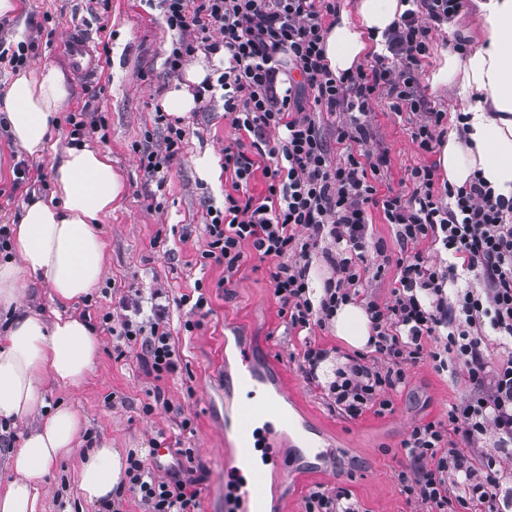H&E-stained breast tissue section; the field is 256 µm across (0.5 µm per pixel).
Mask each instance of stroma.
I'll list each match as a JSON object with an SVG mask.
<instances>
[{
	"label": "stroma",
	"mask_w": 512,
	"mask_h": 512,
	"mask_svg": "<svg viewBox=\"0 0 512 512\" xmlns=\"http://www.w3.org/2000/svg\"><path fill=\"white\" fill-rule=\"evenodd\" d=\"M17 13L0 18V43L28 47L26 69L53 64L63 71L69 95L59 110L51 139L58 146L71 142L67 118L82 113L87 125L84 140L107 152L121 174L124 191L121 208L113 212L99 232L106 242L104 274L88 300L75 304V314L89 317L97 327L102 314L112 311L125 295L149 298L162 290V305L169 315L172 340L181 368L162 385L168 407L144 413L153 400V378L142 370L135 350L124 349L115 337L99 331V355L86 382L74 388L46 385L45 400L72 405L83 413L86 425L78 446L85 449L102 439L126 453L149 458L156 474L178 465L177 449H195L207 469L200 486L202 512H224V347L244 339L254 347L263 368L287 385L300 418L311 421L324 435L333 456L326 471L297 467L293 477L269 469L266 475L272 512H302V500L315 485L333 490L346 488L361 512H412L394 476L402 459L401 443L420 421H447L451 406L470 391L461 371H436L431 362L410 371L407 388L393 396L394 410L385 416L368 412L356 419L336 413L323 395L332 380L335 358L315 383H307L298 370L301 342L289 333L269 282L267 263L245 255L241 271L223 283V267L200 264L205 242L208 206H221L231 183L225 177L208 182L200 178L195 161L209 156L220 160L235 131L224 118L223 102L195 103L183 113V149L164 182L147 180L139 163L145 141L160 142L166 134L154 117L176 84L164 65L174 35L164 20L161 0H18ZM93 30L95 50L103 69L96 79H77L57 44L73 25ZM479 21L470 8L435 32L422 71L430 73L440 52L453 50L456 33L479 36ZM418 115L390 110L379 99L370 116L371 153H386L383 188L410 192L412 167L437 163V153L421 152L411 140ZM56 154L37 160L15 146L0 127V225L17 219L25 204L49 199L53 190L52 167ZM40 169L38 183L18 181V167ZM369 214L370 270L367 289L379 303L389 302L396 280L398 247L395 228L386 224L380 209ZM192 234L181 240L183 225ZM202 280L210 307L199 328L185 332L186 310L179 304L184 288ZM184 407L195 422L194 432L183 431L177 407ZM164 438L165 454L153 452V441ZM346 452L335 455L336 446ZM77 457L57 465L45 481L46 512H104L103 506L86 504L77 488Z\"/></svg>",
	"instance_id": "35a3bbf8"
}]
</instances>
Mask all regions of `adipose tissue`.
Wrapping results in <instances>:
<instances>
[{
	"label": "adipose tissue",
	"mask_w": 512,
	"mask_h": 512,
	"mask_svg": "<svg viewBox=\"0 0 512 512\" xmlns=\"http://www.w3.org/2000/svg\"><path fill=\"white\" fill-rule=\"evenodd\" d=\"M473 3L481 29L478 44L465 53L444 52L429 77L433 89H453L469 113L465 130L442 141L438 164L451 185L477 174L495 194L512 198V0ZM406 8L405 0H356L353 12H341L325 40L332 73H351L383 52L384 32ZM67 96L64 74L54 65L16 73L0 96V123L15 144L35 159L61 152L52 171V202L24 206L11 228L13 254L0 260V421L36 410L45 383L83 384L99 351L89 324L69 308L102 277L107 250L97 226L120 208L123 180L108 153L84 142L61 149L52 142L50 122ZM27 275L48 283L61 308L53 320L22 308ZM332 322L348 345H367L370 325L359 305L339 306ZM84 425L78 410L59 404L21 437L9 456L15 477L0 485V512H44V480L71 456ZM123 470L111 441L88 448L77 467L84 501L111 500Z\"/></svg>",
	"instance_id": "obj_1"
}]
</instances>
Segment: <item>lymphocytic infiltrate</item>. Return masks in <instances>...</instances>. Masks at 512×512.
Segmentation results:
<instances>
[{"instance_id": "obj_1", "label": "lymphocytic infiltrate", "mask_w": 512, "mask_h": 512, "mask_svg": "<svg viewBox=\"0 0 512 512\" xmlns=\"http://www.w3.org/2000/svg\"><path fill=\"white\" fill-rule=\"evenodd\" d=\"M410 7L386 34L387 51L355 72L336 77L324 42L327 16L336 0H163L166 23L176 34L165 60L180 73L194 52L219 56L220 65L197 94L220 93L224 117L236 137L224 148L231 189L222 207H209L201 264L223 266L225 281L241 270L245 253L273 260L270 282L289 328L323 326L339 305L360 297L364 286L368 209L380 208L396 228L399 255L393 301L366 303L373 355L349 357L338 368L327 396L338 413L356 419L384 414L391 396L423 360L435 369L460 368L471 387L448 412L447 423L414 425L401 443L404 462L396 478L408 504L427 512H512V491L501 493L502 463L512 456V200L496 196L480 177L437 191V169L411 170L410 193L381 192L385 154L364 148L369 116L379 96L393 111L420 113L411 131L419 150L432 152L445 112L425 106L420 94L422 63L431 34L463 8L464 0H409ZM335 140L327 142L325 117ZM166 126L160 143L140 154L148 179L162 177L181 153L180 118L156 113ZM262 173V201L238 190ZM334 275L312 301L309 258L322 242ZM450 256L441 265L420 245ZM482 281L459 288L460 272ZM168 313L156 306L144 321L104 314L101 326L140 351L147 375L160 381L176 372L180 355L171 342ZM503 355L487 360V344ZM493 451H482L487 435ZM183 471L156 475L146 459L128 455L129 493L147 512H200L204 467L196 452L181 448Z\"/></svg>"}]
</instances>
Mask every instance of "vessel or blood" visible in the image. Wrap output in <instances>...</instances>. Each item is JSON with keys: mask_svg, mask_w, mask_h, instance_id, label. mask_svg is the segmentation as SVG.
I'll use <instances>...</instances> for the list:
<instances>
[{"mask_svg": "<svg viewBox=\"0 0 512 512\" xmlns=\"http://www.w3.org/2000/svg\"><path fill=\"white\" fill-rule=\"evenodd\" d=\"M64 49L77 74H96L98 60L86 26L72 32ZM227 385L244 399L238 409L234 448L224 456V512H266L264 467L285 468L276 448L277 430L291 420L274 399L264 395L262 382L251 369L249 348L241 349L239 371L228 378Z\"/></svg>", "mask_w": 512, "mask_h": 512, "instance_id": "obj_1", "label": "vessel or blood"}]
</instances>
